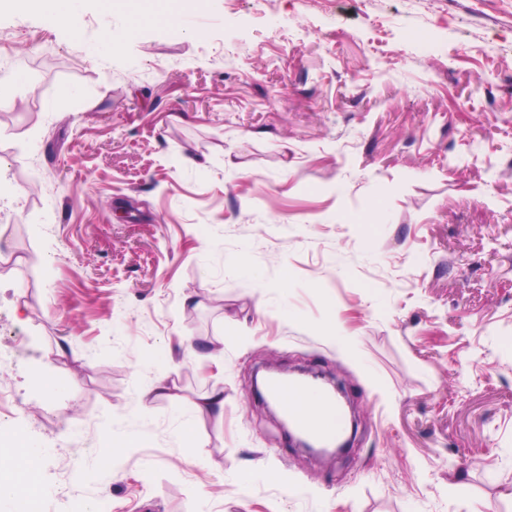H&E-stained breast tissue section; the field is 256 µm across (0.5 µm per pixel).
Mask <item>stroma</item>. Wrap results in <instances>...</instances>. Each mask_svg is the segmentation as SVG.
<instances>
[{"label":"stroma","mask_w":512,"mask_h":512,"mask_svg":"<svg viewBox=\"0 0 512 512\" xmlns=\"http://www.w3.org/2000/svg\"><path fill=\"white\" fill-rule=\"evenodd\" d=\"M0 40V441L42 450L31 512H512V0H86L1 9ZM263 367L341 383L346 456L290 444ZM85 0H1L3 6H33L48 20L53 22L69 20L81 14ZM196 410L200 413L213 414L217 418H222L224 413V390L223 388L213 386L208 391L198 397L194 403Z\"/></svg>","instance_id":"stroma-1"}]
</instances>
